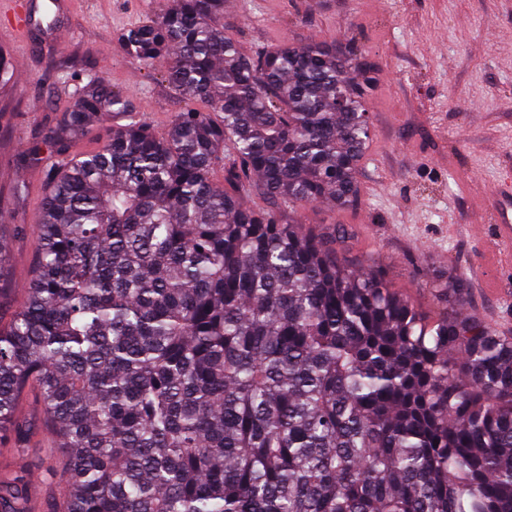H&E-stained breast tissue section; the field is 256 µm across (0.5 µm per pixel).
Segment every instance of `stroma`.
<instances>
[{"label":"stroma","mask_w":512,"mask_h":512,"mask_svg":"<svg viewBox=\"0 0 512 512\" xmlns=\"http://www.w3.org/2000/svg\"><path fill=\"white\" fill-rule=\"evenodd\" d=\"M156 7L54 0L53 29L30 32L14 83L0 89V236L11 255L1 316L25 299L44 188L42 171L18 156L72 106L65 73L104 77L159 130L183 107L161 71L140 67L117 42ZM224 26L248 52L287 40H341L368 51L378 74L367 103L374 136L358 175L362 201L307 208L306 229L344 227L349 264L380 270L432 317L438 291L461 280L466 312L512 337V267L496 272L501 292L488 291L480 237L494 220L474 198L512 170V0H231Z\"/></svg>","instance_id":"stroma-1"}]
</instances>
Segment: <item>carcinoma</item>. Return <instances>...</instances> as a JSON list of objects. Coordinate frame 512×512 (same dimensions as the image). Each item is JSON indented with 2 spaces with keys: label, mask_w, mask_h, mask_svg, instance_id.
Here are the masks:
<instances>
[{
  "label": "carcinoma",
  "mask_w": 512,
  "mask_h": 512,
  "mask_svg": "<svg viewBox=\"0 0 512 512\" xmlns=\"http://www.w3.org/2000/svg\"><path fill=\"white\" fill-rule=\"evenodd\" d=\"M228 0H161L118 36L186 99L160 132L100 76L20 162L45 176L25 302L0 325V481L26 512H512V338L431 319L280 210L358 203L377 64L354 47L248 53ZM14 65L0 48V88ZM112 116L100 148L72 145ZM224 169V184L213 172ZM257 195L274 207L250 206ZM38 388L61 463L28 448ZM64 483L60 478L54 481H44L35 490V507L31 512H50L52 504L59 503L63 498Z\"/></svg>",
  "instance_id": "1"
}]
</instances>
